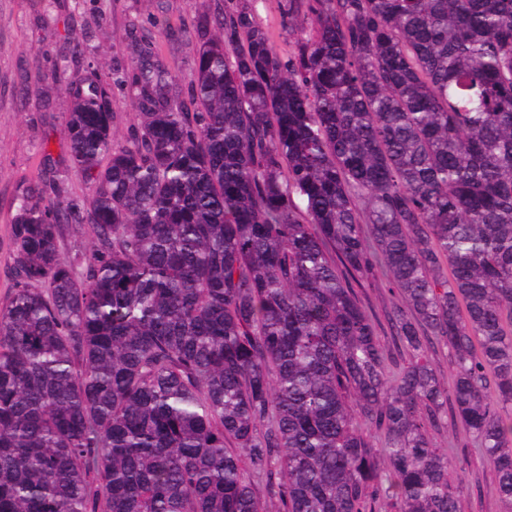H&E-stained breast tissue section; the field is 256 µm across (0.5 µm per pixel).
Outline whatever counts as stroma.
Returning a JSON list of instances; mask_svg holds the SVG:
<instances>
[{
	"mask_svg": "<svg viewBox=\"0 0 512 512\" xmlns=\"http://www.w3.org/2000/svg\"><path fill=\"white\" fill-rule=\"evenodd\" d=\"M204 2L0 0V306L15 287L11 227L19 187L37 183L76 203L89 192L63 132L70 102L56 94V86L89 76L102 48L111 51L113 74L123 75L136 44L148 42L176 73L180 89L188 90ZM180 30L184 39L170 41L169 32ZM355 292L375 323L388 372L397 373L411 359L387 317L401 303L398 290L377 268ZM431 433L448 454L450 476L460 482L462 512H512L463 422L440 416Z\"/></svg>",
	"mask_w": 512,
	"mask_h": 512,
	"instance_id": "obj_1",
	"label": "stroma"
}]
</instances>
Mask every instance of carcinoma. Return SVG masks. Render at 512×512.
<instances>
[{
    "mask_svg": "<svg viewBox=\"0 0 512 512\" xmlns=\"http://www.w3.org/2000/svg\"><path fill=\"white\" fill-rule=\"evenodd\" d=\"M279 3L285 58L252 0L206 12L186 100L139 45L123 142L105 50L58 87L90 190L17 196L0 512H97L94 480L104 512H460L448 413L512 503V0ZM72 225L94 245L68 261ZM373 254L413 352L393 376L354 295ZM247 468L285 474L278 508ZM133 91L124 84L112 86L110 112H112V137L124 141L138 126L136 112L132 106ZM430 355L439 373L441 386L447 389L451 386L455 373L454 364L448 354V348L442 344H436Z\"/></svg>",
    "mask_w": 512,
    "mask_h": 512,
    "instance_id": "obj_1",
    "label": "carcinoma"
}]
</instances>
